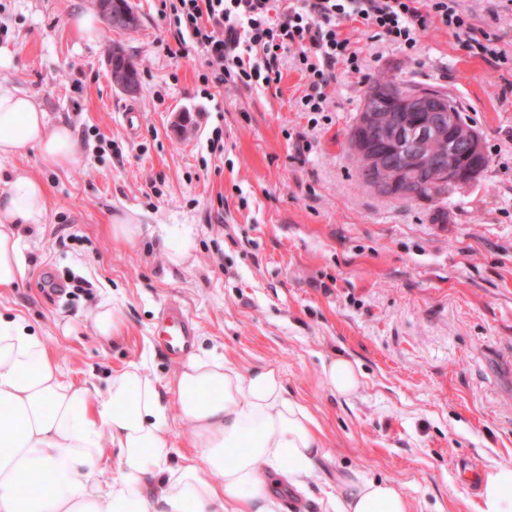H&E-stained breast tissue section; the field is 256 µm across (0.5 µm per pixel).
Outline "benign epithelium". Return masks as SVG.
I'll return each instance as SVG.
<instances>
[{"label":"benign epithelium","instance_id":"obj_1","mask_svg":"<svg viewBox=\"0 0 512 512\" xmlns=\"http://www.w3.org/2000/svg\"><path fill=\"white\" fill-rule=\"evenodd\" d=\"M359 113L352 145L367 159L368 186L391 199L419 198L421 185L441 189L465 185L481 171L485 151L480 133L459 125L447 99L426 92L397 96L391 87L374 90ZM393 102L383 116L375 103ZM448 138V150L429 152L422 142Z\"/></svg>","mask_w":512,"mask_h":512}]
</instances>
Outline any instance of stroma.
<instances>
[{
	"instance_id": "stroma-1",
	"label": "stroma",
	"mask_w": 512,
	"mask_h": 512,
	"mask_svg": "<svg viewBox=\"0 0 512 512\" xmlns=\"http://www.w3.org/2000/svg\"><path fill=\"white\" fill-rule=\"evenodd\" d=\"M129 3L136 29L102 24L88 40L72 20L98 0H0V82L80 146L66 168L33 149L0 159V191L18 176L46 189L44 221L24 234L27 277L0 311L48 341L74 385L132 363L164 382L181 361L153 329L178 302L198 328L193 353L245 373L275 366L315 418L324 455L288 488L300 512H335L355 476L392 481L410 512H476L458 465L512 462V70L437 22L412 55L351 32L372 76L446 90L489 157L443 202L394 201L364 188L349 156L370 79L337 70L316 125L293 106L305 80L289 65L279 84L206 95L200 53L157 48L174 40L159 0ZM460 3L512 55V0ZM116 42L140 73L136 93L112 81ZM119 216L141 224L133 242L113 239ZM176 233L193 241L177 263L163 244ZM105 301L123 318L109 342L91 324ZM337 356L361 373L347 398L322 371Z\"/></svg>"
}]
</instances>
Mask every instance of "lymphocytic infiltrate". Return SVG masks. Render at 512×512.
Wrapping results in <instances>:
<instances>
[{"instance_id": "1", "label": "lymphocytic infiltrate", "mask_w": 512, "mask_h": 512, "mask_svg": "<svg viewBox=\"0 0 512 512\" xmlns=\"http://www.w3.org/2000/svg\"><path fill=\"white\" fill-rule=\"evenodd\" d=\"M160 14L177 34L175 58L194 48L207 59L198 80L207 87L227 84L272 85L282 79L284 59L306 79L296 99L298 111H327L325 86L337 63L354 73L365 60L352 49L344 27L362 26L369 38L387 39L403 51L415 52L428 24H440L462 36L465 46L493 63L511 57L492 41L480 38L459 8V0H160Z\"/></svg>"}]
</instances>
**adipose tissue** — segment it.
<instances>
[{
	"label": "adipose tissue",
	"mask_w": 512,
	"mask_h": 512,
	"mask_svg": "<svg viewBox=\"0 0 512 512\" xmlns=\"http://www.w3.org/2000/svg\"><path fill=\"white\" fill-rule=\"evenodd\" d=\"M37 149L64 168L78 145L40 103L0 83V159ZM45 187L21 176L0 192V291L26 277L21 226L42 223ZM171 390L199 461L172 465L158 378L132 364L91 392L65 380L47 342L0 314V512H280L273 489L299 482L323 448L307 409L271 365L243 373L189 355ZM111 479H104V472ZM341 512H409L390 482L348 478ZM477 512H512V463L486 469Z\"/></svg>",
	"instance_id": "ef3b65f1"
}]
</instances>
